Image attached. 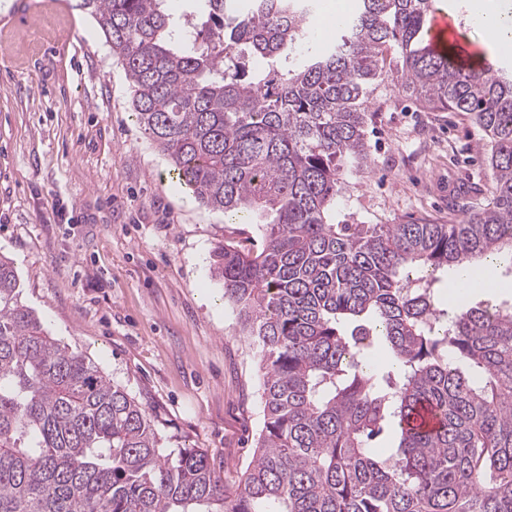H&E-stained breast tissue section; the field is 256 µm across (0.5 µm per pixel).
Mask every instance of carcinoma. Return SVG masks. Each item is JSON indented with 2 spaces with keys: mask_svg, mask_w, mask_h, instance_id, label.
<instances>
[{
  "mask_svg": "<svg viewBox=\"0 0 512 512\" xmlns=\"http://www.w3.org/2000/svg\"><path fill=\"white\" fill-rule=\"evenodd\" d=\"M164 2L79 7L178 183L261 224L260 244L212 264L260 362L256 457L228 497L204 450L166 452L148 411L21 304L1 254L0 512H512V304L450 310L436 288L489 260L512 271V76L431 49L432 0H357L321 49L304 46L310 0H193L185 27ZM381 85L470 115L491 146L483 207L329 223L370 165ZM424 407L436 427L415 424Z\"/></svg>",
  "mask_w": 512,
  "mask_h": 512,
  "instance_id": "cac0c4a2",
  "label": "carcinoma"
}]
</instances>
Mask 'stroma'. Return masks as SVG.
Listing matches in <instances>:
<instances>
[{"label":"stroma","instance_id":"stroma-1","mask_svg":"<svg viewBox=\"0 0 512 512\" xmlns=\"http://www.w3.org/2000/svg\"><path fill=\"white\" fill-rule=\"evenodd\" d=\"M0 12V253L21 301L152 413L166 449L201 448L235 496L263 426L259 362L212 273L216 247L258 227L173 182L132 117V92L78 0H7ZM472 0H437L461 40L493 47ZM373 162L334 224L462 219L492 185L489 146L461 112L377 89Z\"/></svg>","mask_w":512,"mask_h":512}]
</instances>
